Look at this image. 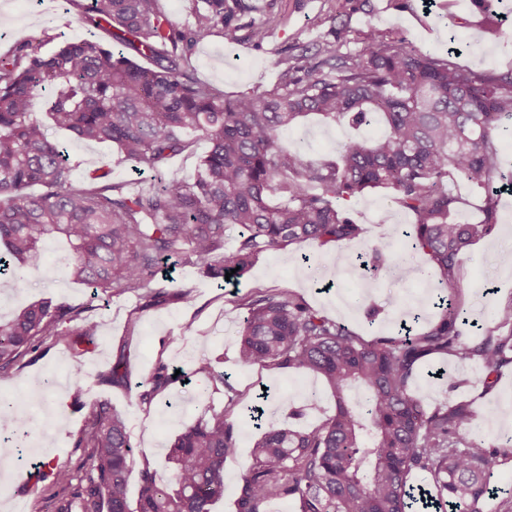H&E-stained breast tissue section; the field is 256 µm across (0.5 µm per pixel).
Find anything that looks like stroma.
I'll list each match as a JSON object with an SVG mask.
<instances>
[{"label": "stroma", "instance_id": "35a3bbf8", "mask_svg": "<svg viewBox=\"0 0 512 512\" xmlns=\"http://www.w3.org/2000/svg\"><path fill=\"white\" fill-rule=\"evenodd\" d=\"M270 15L272 23L263 39L242 30L240 42L230 44L220 35L208 37L196 47L198 75L228 92L259 93L278 76L276 63L287 48L313 49L336 45L340 52L360 50L369 26L387 29L394 36L421 46L433 54L453 56L476 72L512 71V0H494L491 9L475 0H435L425 8L423 0H255ZM80 8L71 0H0V59L7 57L15 42L33 37L45 51L61 42L90 37L78 20ZM345 20V34H337L336 23ZM350 127H339L312 114L297 126L284 129L280 142L289 150L314 159H332L340 142L355 136ZM74 167L76 182L87 184L106 174L108 180L124 183L133 191L148 186L150 177L137 173L124 162L116 146L87 143L58 133ZM353 219L361 224L362 236L349 244L319 248L307 242L271 250L238 279L236 285L218 287L198 268L177 265L161 268L154 287L193 290L192 302L174 301L147 305L137 293L120 296L93 295L91 289L67 274L68 246L50 241L37 264L18 271L23 293L0 294V314L50 297L72 305L92 304L100 332L92 350L76 352L65 343L26 357L21 368L0 374V399L25 402L29 392L44 380L60 377L62 386L49 390L50 399L40 406L26 405L29 433L22 460L0 471V512H37L53 505L64 493L54 476H38L37 463L55 460L58 468L75 471L85 458L74 445L89 406L108 400L128 419L137 462H149L160 479L171 476L167 446L205 410L232 407L238 424L237 450L224 462V496L212 512H235V492L251 461L252 448L261 429L291 426L288 411L305 407L300 426L319 424L335 411V400L321 378L302 370L281 371L261 366L245 367L237 358L236 333L245 314L240 303L257 288H275L299 295L327 317L346 324L360 336H397L408 314H420L414 331L427 328L439 311L434 303L444 297L461 302L468 319V335H499L503 329L496 312L512 299V191L499 196L502 222L494 232L474 242L454 281L445 283L434 272L427 256L409 247L411 216L391 206L388 192L372 189L349 204ZM386 239L392 245L376 280L358 274L357 257L372 244ZM418 267V276L401 280L398 263ZM319 266L321 282L307 278L310 265ZM374 304L382 312L367 322L364 309ZM136 327H129L130 316ZM125 355L128 380L122 386L101 384L98 376L110 368L118 355ZM219 357L225 383L204 385L189 371L193 359ZM188 372L151 403L139 401V384L157 363ZM480 362H462L448 355L427 357L418 384L427 404L466 401L477 414L469 430L475 441L496 446L503 442L507 420L512 419V366L499 374L494 385L482 383ZM270 398L261 422L250 419L248 406L261 389Z\"/></svg>", "mask_w": 512, "mask_h": 512}]
</instances>
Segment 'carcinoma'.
Listing matches in <instances>:
<instances>
[{
    "label": "carcinoma",
    "mask_w": 512,
    "mask_h": 512,
    "mask_svg": "<svg viewBox=\"0 0 512 512\" xmlns=\"http://www.w3.org/2000/svg\"><path fill=\"white\" fill-rule=\"evenodd\" d=\"M190 2L191 21L180 25L161 0H91L81 22L111 43L84 39L46 55L40 42L13 45L0 65V274L63 238L74 280L103 293L143 290L154 303L189 302L188 289L151 287L162 258L223 279L233 269L242 274L267 250L350 243L363 228L349 202L383 188L413 218L412 249L452 280L472 244L501 220L491 185L503 178L497 137L512 134V72L477 74L372 27L356 52L302 51L281 60L272 89L227 95L196 76L195 49L215 33L238 42L242 17L256 7L252 0ZM310 114L351 128L378 122L386 132L345 140L334 160H308L283 149L279 134ZM50 127L117 145L124 161L154 182L135 193L121 184L76 183ZM189 132L210 149L194 181L168 179L170 160L191 146ZM457 178L484 192L477 224L458 218L460 198L448 187ZM274 184L284 197L277 204L268 197ZM33 186L41 191L30 192ZM229 226L242 234L226 253ZM389 251L378 242L361 265L376 272ZM241 306L240 364L316 373L336 411L312 428L261 435L240 478L236 512H272L271 503L288 497L298 512H410L415 470L430 474L436 495L425 506L437 512H477L499 491L495 476L512 458V442L487 448L469 439L471 405L427 409L416 380L424 357L444 353L480 361L484 382H493L512 365L511 304L500 314L507 333L470 342L459 326L463 309L452 302L440 303L438 320L422 333L370 340L287 291L258 289ZM66 320L80 325L64 332ZM98 335V321L82 309L33 301L0 319V370L57 341L77 348ZM193 374L224 382L208 358L193 364ZM126 379L122 356L100 375L111 386ZM169 383L160 362L140 402H152ZM22 424L19 404L0 400V429ZM236 428L231 409L204 411L172 441V477L161 482L149 464L135 469L126 418L95 403L75 441L87 449L77 474L43 463L70 488L53 512H211L224 496V459L237 448ZM135 471L132 502L127 488Z\"/></svg>",
    "instance_id": "cac0c4a2"
}]
</instances>
